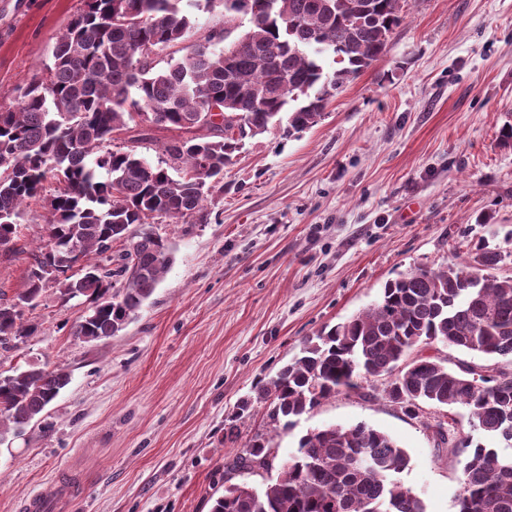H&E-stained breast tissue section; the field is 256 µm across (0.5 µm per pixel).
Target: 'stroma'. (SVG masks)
<instances>
[{"label":"stroma","instance_id":"stroma-1","mask_svg":"<svg viewBox=\"0 0 512 512\" xmlns=\"http://www.w3.org/2000/svg\"><path fill=\"white\" fill-rule=\"evenodd\" d=\"M83 0H0V107L17 104L51 63ZM384 56L331 100L313 127L245 139L195 224H161L174 259L116 335L86 342L73 326L84 298L47 290L36 331L0 346V371L63 367L69 384L18 434L0 440V512L53 498L59 479L86 486L72 512H211L225 462L258 433L279 459L307 432L359 423L408 454L406 485L426 512H457L464 460L438 448L431 424L456 419L473 444L496 439L466 409L405 413L382 397L339 393L275 434L262 380L322 329L376 302L387 281L499 246L512 276V0H405ZM30 205L0 251V299L27 286L46 237ZM250 400L242 419L234 414Z\"/></svg>","mask_w":512,"mask_h":512}]
</instances>
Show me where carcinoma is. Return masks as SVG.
<instances>
[{"instance_id":"cac0c4a2","label":"carcinoma","mask_w":512,"mask_h":512,"mask_svg":"<svg viewBox=\"0 0 512 512\" xmlns=\"http://www.w3.org/2000/svg\"><path fill=\"white\" fill-rule=\"evenodd\" d=\"M218 2L224 29L189 55L165 59L192 29L183 0H84L43 75L17 105L0 107V242L14 241L31 203L48 212L27 288L0 303V345L33 335L17 305L33 306L48 288L90 301L77 338L120 331L172 260L171 242L153 225L194 221L245 138L284 121L290 133L316 125L404 20L402 0ZM240 16L249 29L236 36ZM145 120L180 132L162 143L165 159L156 164L136 152L138 135L125 148L112 145L114 133ZM117 241L125 246L114 256ZM80 261L82 274L69 275ZM502 261L500 248L482 241L463 263L388 281L377 303L307 340L262 385L270 419L288 432L325 400L379 381L385 399L412 416L424 405L462 406L487 435L512 442V370H451L437 357L412 356L440 342L512 364V277L493 274ZM68 383L58 367L0 372V438L29 424ZM433 434L465 456L458 512H512V455L470 447L445 420ZM277 457L274 437L257 434L225 472L261 475ZM408 463L378 429L328 425L299 438L277 478L224 488L212 512H425L402 480Z\"/></svg>"}]
</instances>
